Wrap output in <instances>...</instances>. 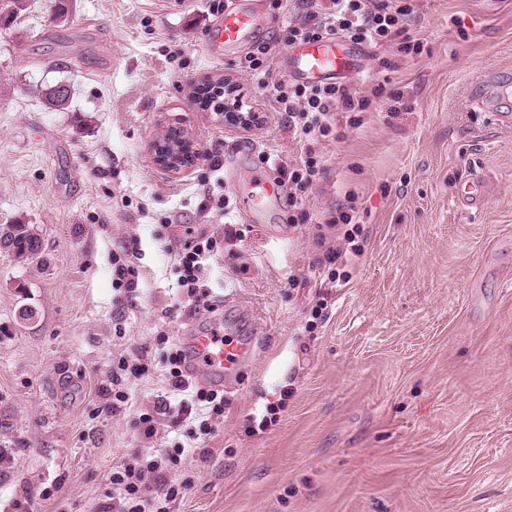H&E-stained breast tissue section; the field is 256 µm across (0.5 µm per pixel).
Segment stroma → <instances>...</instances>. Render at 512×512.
I'll list each match as a JSON object with an SVG mask.
<instances>
[{
    "label": "stroma",
    "instance_id": "35a3bbf8",
    "mask_svg": "<svg viewBox=\"0 0 512 512\" xmlns=\"http://www.w3.org/2000/svg\"><path fill=\"white\" fill-rule=\"evenodd\" d=\"M29 0L0 29V224L41 235L39 260L0 256V512H112V470L141 451H193L162 472L191 486L173 512H512V122L483 108L512 74V0H413L423 52L359 46L353 88L382 87L363 124L316 144L327 161L304 201L263 218L243 206L232 164L298 161L270 96L238 63L295 15L225 56L212 38L238 0ZM231 77L265 118L243 130L200 109L203 76ZM72 90L62 111L42 87ZM178 128L199 157L157 167L150 143ZM481 177L485 199L461 185ZM355 193L360 256L328 249L327 212ZM231 215H223L222 205ZM224 240L194 311L172 257L184 227ZM138 282L112 288V261ZM33 312L20 317L21 308ZM214 320L253 333V357L224 387L213 434L192 421L136 426L171 383L159 366L105 392L121 356Z\"/></svg>",
    "mask_w": 512,
    "mask_h": 512
}]
</instances>
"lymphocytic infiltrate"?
Returning a JSON list of instances; mask_svg holds the SVG:
<instances>
[{
	"label": "lymphocytic infiltrate",
	"instance_id": "1",
	"mask_svg": "<svg viewBox=\"0 0 512 512\" xmlns=\"http://www.w3.org/2000/svg\"><path fill=\"white\" fill-rule=\"evenodd\" d=\"M301 10L286 25L285 45L338 37L355 44L376 46L397 45L408 56L422 52L420 42L407 37L413 8L409 0H299ZM273 109L288 115V129L294 140L306 144L332 135L336 115L348 113L350 124L361 121L363 112L372 105L369 96L350 90L347 85L331 82L319 86L297 84L286 79L269 89ZM325 168L314 157L283 169L288 187V204L296 206L318 185ZM216 240L198 232L186 240L175 257L180 268V282L194 309L209 308V295L195 289L200 273L213 257ZM188 357L184 345L162 347L158 359L174 391L189 393V400L178 402L158 396L150 412L141 414L138 427L144 438L157 434V421L163 417L191 415L192 411L221 414L224 396L219 390L201 387L186 375L183 364ZM186 451L178 446L166 461L148 460L136 456L112 471V508L114 512H170V506L181 498L189 487L188 480L174 479L150 485L149 474L159 471L162 464L177 465Z\"/></svg>",
	"mask_w": 512,
	"mask_h": 512
}]
</instances>
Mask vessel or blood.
<instances>
[{
  "label": "vessel or blood",
  "mask_w": 512,
  "mask_h": 512,
  "mask_svg": "<svg viewBox=\"0 0 512 512\" xmlns=\"http://www.w3.org/2000/svg\"><path fill=\"white\" fill-rule=\"evenodd\" d=\"M261 25V17L251 7L230 10L225 12L221 26L216 29L215 40L229 54L252 39ZM284 60L288 79L305 85L329 83L354 69L350 50L335 38L290 46ZM239 180L243 185L244 205L257 214L265 212L286 194L281 180L256 170L240 172ZM183 343L190 350L186 363L188 372L205 376L212 385L220 387L233 379L250 360L255 339L226 333L216 327L194 332L185 337Z\"/></svg>",
  "instance_id": "b4317fda"
}]
</instances>
